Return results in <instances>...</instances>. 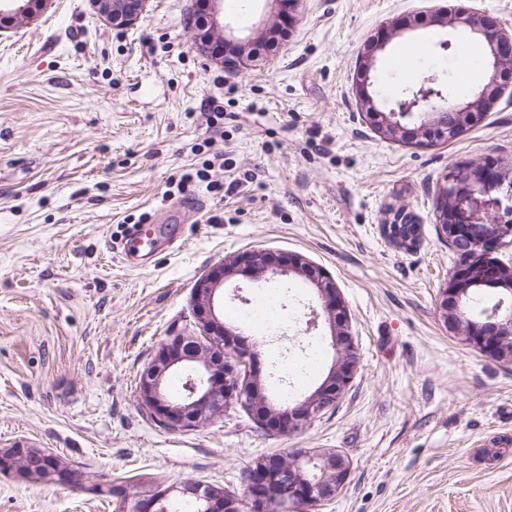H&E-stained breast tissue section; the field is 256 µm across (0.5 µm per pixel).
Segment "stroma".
Wrapping results in <instances>:
<instances>
[{
  "label": "stroma",
  "mask_w": 512,
  "mask_h": 512,
  "mask_svg": "<svg viewBox=\"0 0 512 512\" xmlns=\"http://www.w3.org/2000/svg\"><path fill=\"white\" fill-rule=\"evenodd\" d=\"M493 17L512 34V0H301L294 28L274 34L273 0H216L210 31L196 0H149L117 28L91 0H48L0 32V449L33 445L69 464L76 481L0 471V512H112L91 484L156 478L245 494L261 458L295 448L348 460L343 489L318 512H512V363L492 360L445 323L441 290L457 265L436 221L454 164L512 167V87L457 138L408 144L374 130L355 93L360 52L388 22L411 21L377 54L373 90L399 96L406 67L448 78L461 106L467 57L482 39L429 23L441 6ZM251 35L249 68L212 53L224 22ZM451 40L441 50L442 40ZM415 44L420 54L406 60ZM214 98L223 118L205 105ZM214 181L169 194V180L214 152ZM160 225L175 246L133 268L114 251L131 225ZM388 224H414L405 248ZM252 249L301 254L345 301L358 372L336 404L293 433L225 407L171 431L139 400L156 349L197 336L193 292ZM278 299L271 331L246 321L245 301ZM315 288L236 276L217 316L254 342L263 392L282 406L283 361L316 352L296 399L335 358L331 329L305 323Z\"/></svg>",
  "instance_id": "obj_1"
}]
</instances>
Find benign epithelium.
<instances>
[{"label": "benign epithelium", "mask_w": 512, "mask_h": 512, "mask_svg": "<svg viewBox=\"0 0 512 512\" xmlns=\"http://www.w3.org/2000/svg\"><path fill=\"white\" fill-rule=\"evenodd\" d=\"M48 0H0V28L18 17L28 18L35 7ZM148 0H93L104 15L132 26L145 11ZM277 4L279 25L291 27L301 0H273ZM435 25L468 31L488 43L490 76L476 98L464 106L447 105V87L439 76H424L406 88L393 106L384 108L370 91V73L376 64V52L399 33L396 26L383 28L377 39L365 45L359 57L356 92L373 120L380 136L387 140L414 143L423 135H442L447 129L461 133L476 117L488 112L503 89L512 84V64L499 50L512 44V37L501 32L491 17L474 18L462 9L433 12ZM246 41L224 38V46L233 54L226 63L243 58ZM499 223L494 237L480 239L465 255L461 265L441 291L440 309L454 328L464 317L461 299L470 287V277L478 270L494 283H511L512 266L491 257L504 248L503 241L512 237V184L492 176L486 167L474 168L468 177L448 176L437 196L436 220L442 233L453 240L473 239L475 224L490 220ZM242 276L249 279L297 276L312 284L322 300L332 327V346L337 353L328 376L317 389L292 406L276 408L268 402L255 374L252 345L224 326L217 317L214 297L224 280ZM195 307L204 329L205 342L192 350L185 349L186 336H170L158 347L152 364L144 371L139 384V399L154 418L172 430L197 427L208 421L224 405L248 391L249 411L263 427L294 432L329 410L349 388L358 369L355 342L349 328L346 305L325 274L299 254L274 255L263 250H246L224 266L213 270L195 288ZM464 340L483 354L498 361L512 362V306L501 299L485 310L480 320L470 323ZM187 371L184 394L171 397L164 387L166 376L177 370ZM27 450L17 448L0 469L20 471ZM348 467L336 452L296 448L286 458L259 460L249 469L246 495L241 499L224 490V486L184 481L162 491L149 490L132 498L128 488L113 493L122 512H168V503L189 498L198 512H310L331 500L342 490Z\"/></svg>", "instance_id": "1"}]
</instances>
